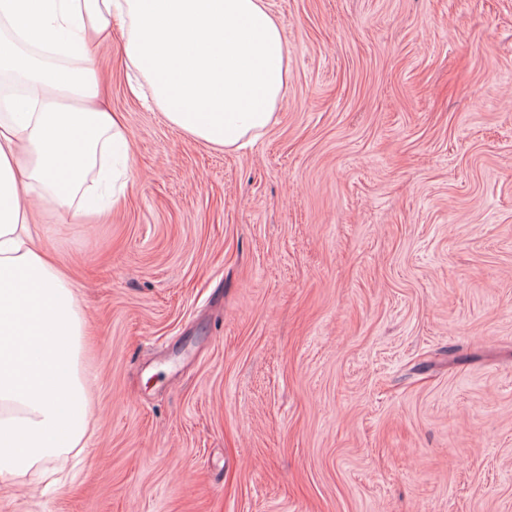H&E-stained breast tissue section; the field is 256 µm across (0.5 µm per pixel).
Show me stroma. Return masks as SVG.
Wrapping results in <instances>:
<instances>
[{"label":"stroma","mask_w":512,"mask_h":512,"mask_svg":"<svg viewBox=\"0 0 512 512\" xmlns=\"http://www.w3.org/2000/svg\"><path fill=\"white\" fill-rule=\"evenodd\" d=\"M277 123L229 151L127 91L102 224L42 212L94 434L0 512H512V0H267Z\"/></svg>","instance_id":"stroma-1"}]
</instances>
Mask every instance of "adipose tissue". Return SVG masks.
Returning <instances> with one entry per match:
<instances>
[{"instance_id":"1","label":"adipose tissue","mask_w":512,"mask_h":512,"mask_svg":"<svg viewBox=\"0 0 512 512\" xmlns=\"http://www.w3.org/2000/svg\"><path fill=\"white\" fill-rule=\"evenodd\" d=\"M116 28L142 76L132 93L149 85L164 119L212 148L272 127L288 87L267 0H0V72L23 80L0 99V480L50 478L93 434L82 303L35 217L98 215L87 175L129 148L121 116L95 105L94 42Z\"/></svg>"}]
</instances>
